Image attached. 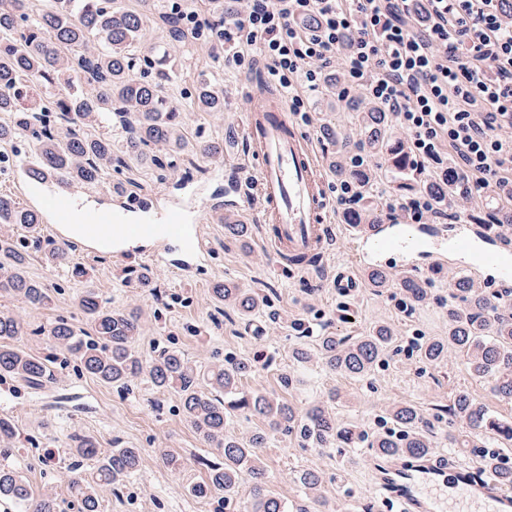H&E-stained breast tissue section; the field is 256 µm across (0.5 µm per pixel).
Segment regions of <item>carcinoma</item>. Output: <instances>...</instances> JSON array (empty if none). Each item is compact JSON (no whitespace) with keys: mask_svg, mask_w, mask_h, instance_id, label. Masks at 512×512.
<instances>
[{"mask_svg":"<svg viewBox=\"0 0 512 512\" xmlns=\"http://www.w3.org/2000/svg\"><path fill=\"white\" fill-rule=\"evenodd\" d=\"M172 26L169 35L180 36L172 19L166 15L162 0H136V7L115 10L112 0H42L33 12L28 0H0V113L10 119L0 123V143L29 138L35 159L33 177L54 174L83 185L98 186L112 175V163L124 158L137 159L150 151L170 147L184 149L187 138L180 129L179 103L163 96L165 85L176 63L153 50H144L143 28L159 23ZM153 69V76L132 77L141 63ZM193 100L199 112L224 110V94L217 91L205 74ZM118 119L127 137L112 155V139L95 133V128ZM365 137L350 142L336 135L343 153L380 155L395 148L390 140V115L375 109L362 118ZM0 224H22L36 228L40 216L20 206L12 198L0 197ZM38 237L0 235V294L12 295L34 307L48 304L45 285L26 274L31 250L40 248ZM53 266L69 262V252L60 245L44 250ZM374 288H396L403 304H424L427 291L415 275L397 278L384 269L366 274ZM450 295L457 303L448 304V337L415 339L420 359L440 366L452 348L477 378L492 382L493 393L512 401V314L506 311L503 294L478 288L469 277L455 279ZM214 299L234 306L249 316L266 304V298L253 291L217 283ZM78 309L91 322L93 334L78 333L65 320L49 329L56 346L66 349L90 376L107 384L126 385L146 376L160 391H173L180 400L184 418L199 438L218 450L221 462L208 464L206 479L188 488L200 500L220 497L223 503L237 495L241 474L253 480L250 512H287L283 500L265 492V472L255 449L262 447L271 434L294 436L303 446L326 448L336 445L355 448L366 441L385 457L424 456L437 450L436 442L425 430V412L412 404H398L388 413L392 427L371 434L356 425H343L334 411L337 394L303 410L264 394L245 395L241 381L252 372L249 360L227 357L224 364L207 372L191 364L182 352L164 348L152 360L137 357L132 342L139 334L140 315L133 310L112 309L100 296L88 289L80 297ZM26 334L24 323L13 315L0 313V381H21L32 388L55 384L57 366L50 355L41 356L10 345ZM394 340L388 325H379L355 336L319 337L322 362L332 371L349 378H359L384 363L387 348ZM244 409L259 417L267 429L246 441L224 436V426L231 410ZM447 408L448 447L459 441L476 452L479 472H499L512 485V468L499 464L497 452L487 450L491 436L512 442V422L494 416L476 395L456 390ZM0 455L8 457L21 444V435L11 418L0 415ZM68 483L80 500V512H100V492L119 491L138 469L140 454L135 448H114L103 452L89 435L71 437ZM92 460L88 473L83 462ZM297 482L307 495H315L322 484V474L314 469L300 470ZM0 499L16 505L20 512H58L57 499L51 494L32 495L22 474L7 464L0 465Z\"/></svg>","mask_w":512,"mask_h":512,"instance_id":"obj_1","label":"carcinoma"}]
</instances>
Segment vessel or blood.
Here are the masks:
<instances>
[{"label": "vessel or blood", "mask_w": 512, "mask_h": 512, "mask_svg": "<svg viewBox=\"0 0 512 512\" xmlns=\"http://www.w3.org/2000/svg\"><path fill=\"white\" fill-rule=\"evenodd\" d=\"M243 135L256 168L255 187L263 206L255 218L261 224L265 241L283 261L309 258L321 252L331 231V202L326 192V176L322 161L311 140L297 128L288 103L281 95L268 96L265 106L249 104ZM39 192L34 204L47 219L62 227L69 222L71 198L67 185L46 176L35 181ZM240 193L217 198L199 195L194 202L196 219H203L214 210L232 216L244 209ZM126 210L138 212L133 224L117 223L112 212H86L84 224L95 228L108 227L113 237L138 234L163 241L182 240L187 229L181 212L165 208L150 199L141 203H126ZM352 238L360 248L359 266L365 270H394L389 255L427 248L433 266L447 261V252L438 240L421 241L405 225L392 221L381 224H355ZM448 237L456 252L469 253L476 243H484V264L500 270L503 279H512V248L501 237L487 230L476 229L465 218L451 226ZM385 488L394 489L406 512H436L440 495L464 492L468 500L481 503L485 512H512V492L502 487L498 478L480 480L456 462L445 458H396L389 476L383 477Z\"/></svg>", "instance_id": "obj_1"}]
</instances>
